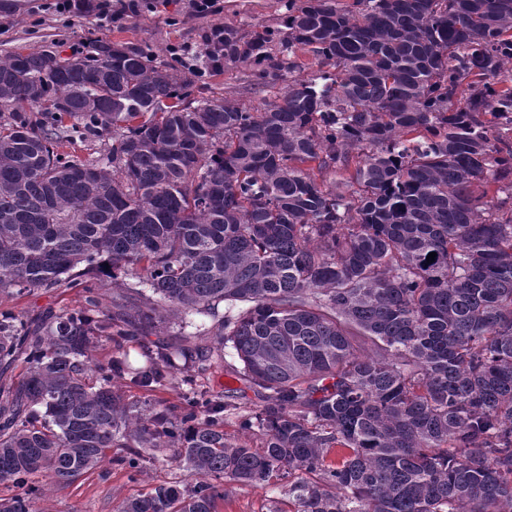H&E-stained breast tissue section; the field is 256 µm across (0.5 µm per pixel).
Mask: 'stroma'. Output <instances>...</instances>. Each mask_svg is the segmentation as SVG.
<instances>
[{"label":"stroma","instance_id":"stroma-1","mask_svg":"<svg viewBox=\"0 0 512 512\" xmlns=\"http://www.w3.org/2000/svg\"><path fill=\"white\" fill-rule=\"evenodd\" d=\"M49 0H8L9 11L0 10V55L20 48L29 50L53 47L67 57L83 51L89 40L98 38L117 44L149 46L158 62L170 61L180 55L185 76L194 81L196 98H225L247 106L258 107L279 99L284 84L254 87L250 71L238 64L224 66L214 72L207 68L204 55L206 32L217 25L229 23L248 31L259 26H278L284 17L283 0H217V11L198 14L192 0H112L111 17L99 10L60 12L49 8ZM86 292L81 288L60 286L45 291L9 298L0 295V306L10 309L19 318L61 310L80 309ZM222 315L183 313L168 314L164 329L149 331L128 338L119 346L99 339L93 357L105 361L108 355L127 358L133 366H148L157 346L180 337L186 346H212L217 341ZM240 364L227 359L223 369L200 371L197 384L219 393L236 408L235 415L225 418L224 433L231 441L258 447L259 438L239 426L242 417L258 410L260 401L254 390L241 379ZM112 387L125 402L147 399L171 405L181 402V387L171 380L158 387H142L129 376L113 378ZM130 448H111L104 461L74 483L59 487L51 478H43L45 491L35 504L36 512H116L123 501L150 493L159 485L195 482V474L175 462V451L143 449L144 460L139 472H130L125 458L133 456ZM224 498L217 503L218 512H294L295 504L288 497L287 481L265 486H248L231 479L222 483Z\"/></svg>","mask_w":512,"mask_h":512}]
</instances>
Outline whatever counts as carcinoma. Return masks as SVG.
<instances>
[{
  "instance_id": "1",
  "label": "carcinoma",
  "mask_w": 512,
  "mask_h": 512,
  "mask_svg": "<svg viewBox=\"0 0 512 512\" xmlns=\"http://www.w3.org/2000/svg\"><path fill=\"white\" fill-rule=\"evenodd\" d=\"M286 8L206 44L209 68L287 83L259 108L195 99L179 59L138 46L0 56V294L105 269L139 284L115 315L91 287L88 311H0V485L26 486L0 512H34L36 476L67 486L114 446L175 448L200 476L118 512H216L223 479L285 475L297 512H512V0ZM300 52L311 78H291ZM66 118L112 133L103 162L59 151ZM221 303L241 308L194 356L242 363L259 451L225 438L230 404L165 348L132 379H178V411L124 404L125 360L90 357Z\"/></svg>"
}]
</instances>
